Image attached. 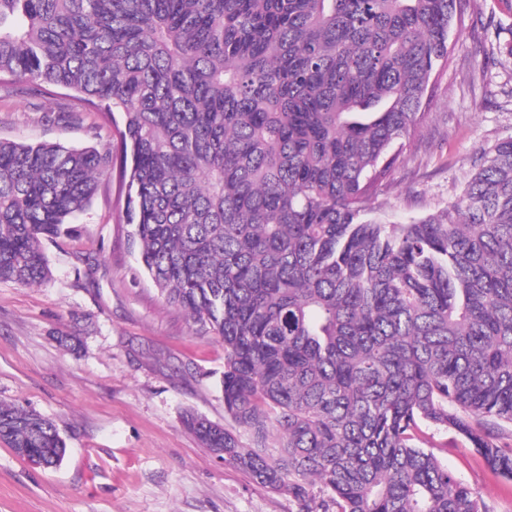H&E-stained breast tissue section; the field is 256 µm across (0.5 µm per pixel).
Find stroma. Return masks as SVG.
Masks as SVG:
<instances>
[{"label": "stroma", "instance_id": "35a3bbf8", "mask_svg": "<svg viewBox=\"0 0 512 512\" xmlns=\"http://www.w3.org/2000/svg\"><path fill=\"white\" fill-rule=\"evenodd\" d=\"M512 0H475L432 77L414 143L366 204L387 221L447 209L497 142L512 137ZM66 91L46 100L0 86V139L104 148L111 119L67 112ZM118 183L100 187L67 234L46 242L48 282L0 281V400L55 421L68 453L60 467L21 461L0 443V512H291L287 493L256 485L182 423L192 410L227 429L219 379L224 344L194 334L166 306L128 245ZM76 332L79 350L60 346ZM438 459L496 512H512V483L469 444L436 430Z\"/></svg>", "mask_w": 512, "mask_h": 512}]
</instances>
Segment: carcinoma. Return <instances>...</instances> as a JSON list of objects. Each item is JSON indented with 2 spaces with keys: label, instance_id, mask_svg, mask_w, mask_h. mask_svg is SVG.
I'll return each instance as SVG.
<instances>
[{
  "label": "carcinoma",
  "instance_id": "obj_1",
  "mask_svg": "<svg viewBox=\"0 0 512 512\" xmlns=\"http://www.w3.org/2000/svg\"><path fill=\"white\" fill-rule=\"evenodd\" d=\"M470 0H0V84L119 113L122 153L0 140V280L118 173L163 302L224 342L202 445L293 512H494L421 447L465 439L512 481V138L448 210L365 200L415 136ZM0 438L53 468L55 423L0 401Z\"/></svg>",
  "mask_w": 512,
  "mask_h": 512
}]
</instances>
